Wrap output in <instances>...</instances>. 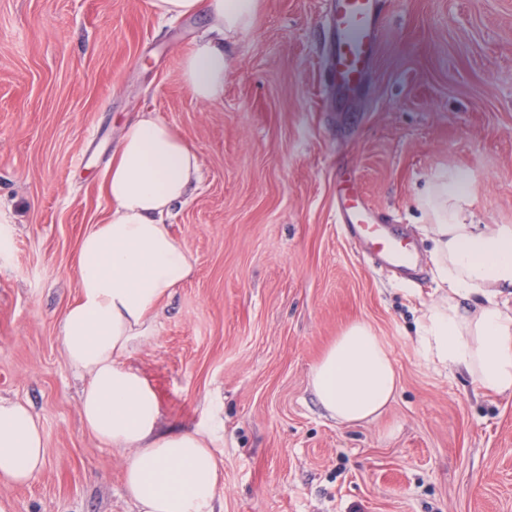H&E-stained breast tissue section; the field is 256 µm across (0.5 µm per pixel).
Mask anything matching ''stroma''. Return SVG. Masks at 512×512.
<instances>
[{"label":"stroma","instance_id":"obj_1","mask_svg":"<svg viewBox=\"0 0 512 512\" xmlns=\"http://www.w3.org/2000/svg\"><path fill=\"white\" fill-rule=\"evenodd\" d=\"M330 0H261L229 49L224 98L197 100L181 56L199 18L149 0H0V398L28 404L46 464L0 482L7 512H136L118 450L83 429L63 309L80 240L127 121L153 112L200 155L170 219L195 260L131 355L165 425H219L216 512H512V395L425 360L416 324L437 297L418 199L469 179L481 224L512 225V0H382L379 54L356 103L323 58ZM353 173L379 220L414 244V281L378 266L338 222ZM400 377L369 423H339L310 374L352 322Z\"/></svg>","mask_w":512,"mask_h":512}]
</instances>
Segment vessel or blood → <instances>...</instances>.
<instances>
[{"label":"vessel or blood","mask_w":512,"mask_h":512,"mask_svg":"<svg viewBox=\"0 0 512 512\" xmlns=\"http://www.w3.org/2000/svg\"><path fill=\"white\" fill-rule=\"evenodd\" d=\"M327 28L326 64L334 75L336 91L345 97L356 95L382 40L378 0H332ZM338 211L349 235L363 242L380 264L404 276H415L418 260L413 248L375 222L360 191H347L338 202Z\"/></svg>","instance_id":"1"}]
</instances>
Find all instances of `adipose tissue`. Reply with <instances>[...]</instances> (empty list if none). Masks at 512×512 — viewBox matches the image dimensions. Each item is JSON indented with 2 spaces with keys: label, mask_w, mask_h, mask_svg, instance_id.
I'll list each match as a JSON object with an SVG mask.
<instances>
[{
  "label": "adipose tissue",
  "mask_w": 512,
  "mask_h": 512,
  "mask_svg": "<svg viewBox=\"0 0 512 512\" xmlns=\"http://www.w3.org/2000/svg\"><path fill=\"white\" fill-rule=\"evenodd\" d=\"M162 16L201 17L207 37L181 61L203 102L224 97L227 49L250 31L260 0H150ZM201 179V158L179 131L152 113L129 122L105 170L110 209L81 239L79 296L59 320L67 364L85 385L84 429L124 455V485L137 512H214L219 465L212 429H162L157 396L126 360L155 329L160 302L194 272L169 218ZM468 179L442 170L419 199L440 294L417 324L431 362L464 371L487 395H512V226L479 224ZM311 390L341 423L374 420L394 399L399 377L386 344L364 322L347 326L314 366ZM40 425L30 408L0 399V480L25 484L44 468Z\"/></svg>",
  "instance_id": "1"
}]
</instances>
